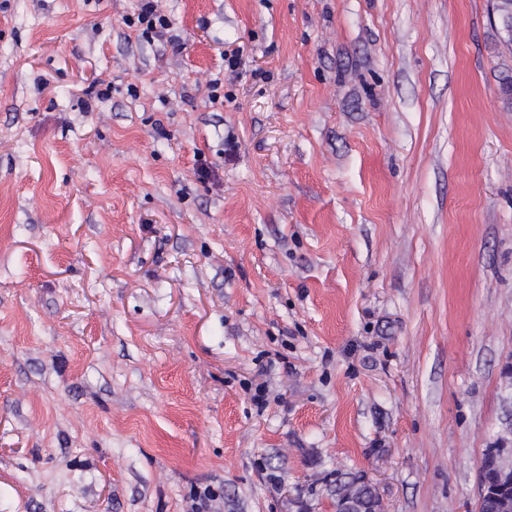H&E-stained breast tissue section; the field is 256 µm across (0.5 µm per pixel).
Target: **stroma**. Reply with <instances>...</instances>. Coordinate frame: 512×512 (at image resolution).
Listing matches in <instances>:
<instances>
[{
    "mask_svg": "<svg viewBox=\"0 0 512 512\" xmlns=\"http://www.w3.org/2000/svg\"><path fill=\"white\" fill-rule=\"evenodd\" d=\"M137 5L0 0V512H329L338 470L477 512L512 443L492 0H163L175 46ZM137 12L127 15L124 23L128 28H135L142 37L150 40L163 39L170 30L168 17L163 13L159 0H139Z\"/></svg>",
    "mask_w": 512,
    "mask_h": 512,
    "instance_id": "obj_1",
    "label": "stroma"
}]
</instances>
